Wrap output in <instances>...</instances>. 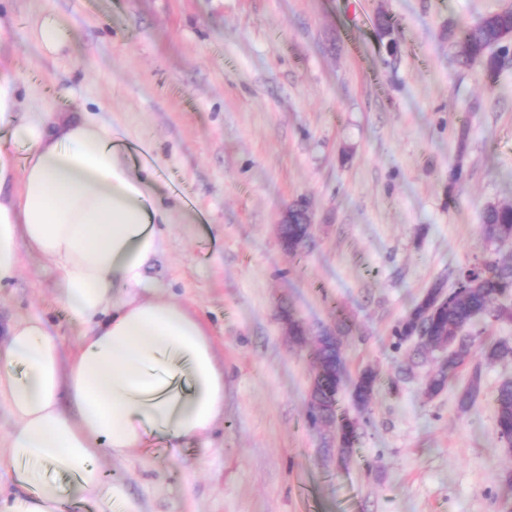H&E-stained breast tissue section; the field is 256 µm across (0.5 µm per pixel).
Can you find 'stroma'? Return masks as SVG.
I'll return each instance as SVG.
<instances>
[{
  "mask_svg": "<svg viewBox=\"0 0 512 512\" xmlns=\"http://www.w3.org/2000/svg\"><path fill=\"white\" fill-rule=\"evenodd\" d=\"M512 0H0V64L33 111H91L112 127L167 209L146 276L211 329L224 418L181 448L104 458L140 512H512V452L494 396L512 359L473 351L441 393L436 354L394 329L435 282L512 254L482 215L512 202V51L495 70L460 64L462 26ZM67 48L38 49L42 13ZM305 202L311 239L288 252L277 225ZM60 276L24 256L0 289V334L47 319L64 352L82 328ZM299 319L305 344L288 336ZM342 338L337 411L359 419L347 460L309 421L319 332ZM378 383L359 410L352 383ZM468 410L457 395L472 370Z\"/></svg>",
  "mask_w": 512,
  "mask_h": 512,
  "instance_id": "obj_1",
  "label": "stroma"
}]
</instances>
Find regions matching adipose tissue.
<instances>
[{
	"instance_id": "obj_1",
	"label": "adipose tissue",
	"mask_w": 512,
	"mask_h": 512,
	"mask_svg": "<svg viewBox=\"0 0 512 512\" xmlns=\"http://www.w3.org/2000/svg\"><path fill=\"white\" fill-rule=\"evenodd\" d=\"M0 132L25 148L18 167L0 156V288L18 276L24 254L37 255L59 272L60 299L84 328L68 358L42 319L8 328L0 399L14 427L0 470L13 489L4 512H62L69 496L94 500L97 512H140L124 483L104 485L101 459L155 438L177 448L210 434L224 415L211 331L147 284L166 215L104 120L30 111L0 68ZM45 464L70 486L45 477Z\"/></svg>"
}]
</instances>
